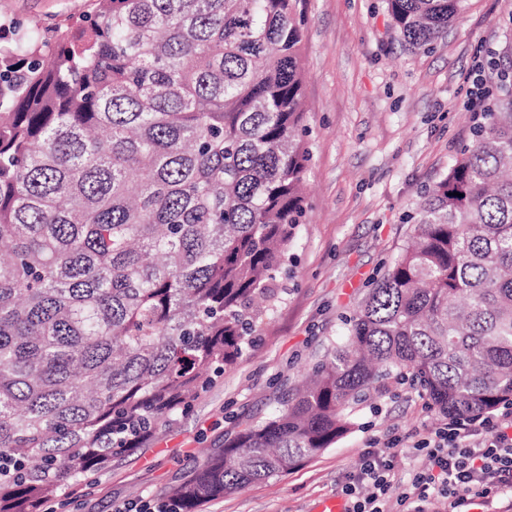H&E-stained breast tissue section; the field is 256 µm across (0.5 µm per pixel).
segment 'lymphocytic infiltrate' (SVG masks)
<instances>
[{
	"label": "lymphocytic infiltrate",
	"instance_id": "f902f5d3",
	"mask_svg": "<svg viewBox=\"0 0 512 512\" xmlns=\"http://www.w3.org/2000/svg\"><path fill=\"white\" fill-rule=\"evenodd\" d=\"M398 438L371 441L342 487L350 512H503L512 494V401L480 414H456L412 448L427 459L408 483L396 484Z\"/></svg>",
	"mask_w": 512,
	"mask_h": 512
}]
</instances>
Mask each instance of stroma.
<instances>
[{
  "label": "stroma",
  "instance_id": "1",
  "mask_svg": "<svg viewBox=\"0 0 512 512\" xmlns=\"http://www.w3.org/2000/svg\"><path fill=\"white\" fill-rule=\"evenodd\" d=\"M88 0H0V26L51 28ZM305 123L312 161L307 218L289 252L294 274L252 349L138 452L112 461L43 512L159 506L184 473L242 428L268 417L342 336L371 284L413 233L422 193L444 177L476 113L471 66L485 50L512 58V0H466L435 42L412 49L385 0H304ZM350 432L286 474L206 503L200 512H318L341 498L369 441L426 434L444 417L409 384L348 410Z\"/></svg>",
  "mask_w": 512,
  "mask_h": 512
}]
</instances>
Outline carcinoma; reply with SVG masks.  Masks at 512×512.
<instances>
[{
  "label": "carcinoma",
  "instance_id": "1",
  "mask_svg": "<svg viewBox=\"0 0 512 512\" xmlns=\"http://www.w3.org/2000/svg\"><path fill=\"white\" fill-rule=\"evenodd\" d=\"M0 31V512H41L235 366L307 214L301 0H90ZM464 0H386L427 47ZM414 236L282 407L173 492L287 473L395 375L439 414L512 397V61ZM461 196H456V193Z\"/></svg>",
  "mask_w": 512,
  "mask_h": 512
}]
</instances>
